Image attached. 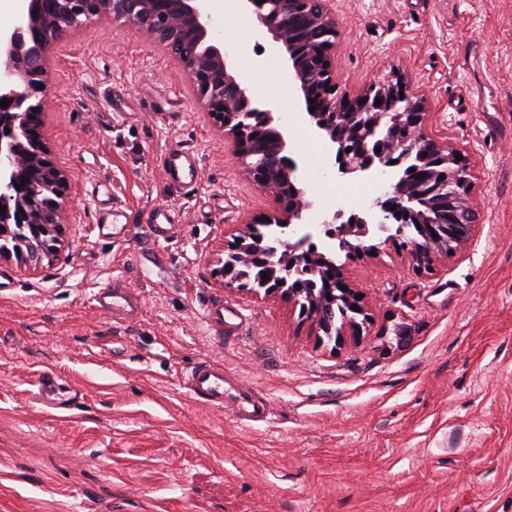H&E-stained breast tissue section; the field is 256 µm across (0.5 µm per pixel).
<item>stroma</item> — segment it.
Returning <instances> with one entry per match:
<instances>
[{
	"instance_id": "1",
	"label": "stroma",
	"mask_w": 512,
	"mask_h": 512,
	"mask_svg": "<svg viewBox=\"0 0 512 512\" xmlns=\"http://www.w3.org/2000/svg\"><path fill=\"white\" fill-rule=\"evenodd\" d=\"M332 7L348 90L402 78L428 134L468 157L470 240L427 277L391 246L345 261L372 324L336 348L287 296L217 277L273 203L181 62L111 19L51 40L44 142L68 180L65 231L52 255L0 260V512H512V0ZM209 11L238 71L279 102L320 211L362 213L387 176L341 185L256 18ZM174 146L199 159L187 194L165 184ZM108 189L129 223L95 222ZM157 206L181 218L164 240L142 221ZM116 279L141 299L126 321L96 305ZM223 306L242 317L230 338L214 327ZM202 360L263 395L268 421L194 399L184 375ZM46 371L80 403L40 404Z\"/></svg>"
}]
</instances>
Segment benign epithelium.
Here are the masks:
<instances>
[{
  "instance_id": "1",
  "label": "benign epithelium",
  "mask_w": 512,
  "mask_h": 512,
  "mask_svg": "<svg viewBox=\"0 0 512 512\" xmlns=\"http://www.w3.org/2000/svg\"><path fill=\"white\" fill-rule=\"evenodd\" d=\"M204 0H31L26 17L0 27V100L10 104L0 107V136L10 129V139L0 145V237H9L13 225L24 224L27 236L38 240L62 223V212L67 195V182L44 145L42 121L45 84L44 51L39 45L40 35H60L81 28L90 20L105 15L125 17L140 25L159 43L167 44L189 71L199 99L214 123L224 129L235 146L238 158L253 155L262 145V159L245 167L250 180L273 196L274 221L280 224V247L257 246L250 259L266 262L272 271L268 292L280 289L278 282L287 280L292 271L303 263L300 247L293 243L299 238V225L306 223L308 214L316 207V200L297 186V164L287 155L283 127L276 121L278 103L270 98L252 105L248 81L236 70L224 52L223 42L215 37L210 16L203 7ZM244 8L254 15L266 34L282 53L299 93L304 111L314 123V133L331 143L332 167L341 177L365 176L373 178L389 170L396 171L394 182L375 197L361 217L357 229L344 221L345 212L338 210L326 224L336 225L332 239L350 255L359 254L361 245L349 239L351 234L365 237L370 225H377L385 235V243L392 244L391 234L398 231L392 220L393 212L406 215L407 222H422L423 211L413 209L412 190L402 183L397 171L404 154L415 145L409 138L420 132V149L426 152L432 180L448 185V194L434 196L430 204L436 206L433 216L435 235L411 248L418 274L434 270L433 255L448 239L463 245L474 229L475 209L471 200L472 183L467 160H456L459 151L424 134L427 112L421 99L407 88L403 81L390 79L372 85L358 94L346 92L336 75V17L330 0H242ZM381 105H375L376 100ZM27 117L23 133L15 131L17 114ZM369 122L373 130L380 129L399 138L404 145L403 155L397 157L386 145V139L371 140L359 149H338L342 143V128L359 122ZM381 152H376V148ZM33 159L35 174L51 183L56 190L55 201H32L29 210L13 209L15 199L27 193L21 185L19 159ZM304 197L298 208L290 203V195ZM395 210H390V207ZM243 243L229 246L228 258L218 270L224 286L236 283L233 273L236 260L241 257ZM326 292L338 305L351 309L336 327L333 339L342 345L346 338H361L371 323V314L360 298L362 289L350 281L345 270H332L327 275ZM305 313L318 329L332 327L330 304L321 295L308 296ZM358 306L355 311L352 306Z\"/></svg>"
}]
</instances>
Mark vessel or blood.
<instances>
[{"mask_svg":"<svg viewBox=\"0 0 512 512\" xmlns=\"http://www.w3.org/2000/svg\"><path fill=\"white\" fill-rule=\"evenodd\" d=\"M166 185L175 191L193 190L198 180V158L195 153L181 148H170L162 160ZM144 221L150 224L157 237H166L169 226L175 222L172 212L164 207L148 211ZM99 308L114 316L130 317L139 307L138 298L128 289L116 286L100 289L97 294ZM188 388L196 400L213 408L231 405L234 414L243 421L266 420L269 412L265 402L252 395L238 396L233 402L224 399L223 366L203 361L195 364L187 375ZM42 401L55 409H70L79 400L77 391L60 388L52 373H43L39 379Z\"/></svg>","mask_w":512,"mask_h":512,"instance_id":"vessel-or-blood-1","label":"vessel or blood"}]
</instances>
